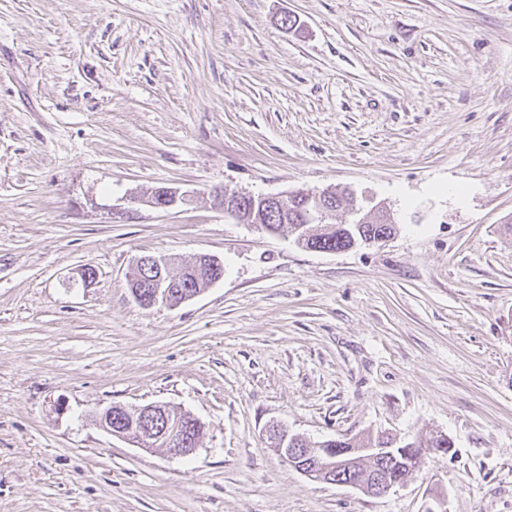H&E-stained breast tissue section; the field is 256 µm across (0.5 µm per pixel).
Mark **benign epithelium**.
I'll use <instances>...</instances> for the list:
<instances>
[{
  "instance_id": "obj_1",
  "label": "benign epithelium",
  "mask_w": 512,
  "mask_h": 512,
  "mask_svg": "<svg viewBox=\"0 0 512 512\" xmlns=\"http://www.w3.org/2000/svg\"><path fill=\"white\" fill-rule=\"evenodd\" d=\"M298 196L292 192L286 196L280 194H252L235 193L226 194L216 191L213 194L215 205L224 211V215L238 221L246 222L243 203L250 202L252 206H260L269 210L286 211L288 200ZM190 195L177 187L165 186L152 194L137 199V202L156 210H167L178 204L189 201ZM306 201L311 204L312 213L327 214L336 207V199L330 192L308 193ZM136 264L151 265L158 271V276L150 282V288L143 289L134 295L135 301L143 307H151L162 301L171 307L180 305V302L171 297V289L177 281L164 277L163 271L168 269L169 262L165 258L143 257ZM200 267L207 271L209 285L224 278V263L216 257L202 260ZM133 412L138 418V432L135 433L136 443L139 447L149 450L162 445L166 453L172 457H189L193 455L199 445V437L183 426L182 422L168 416V411L162 404H150L141 407H126L116 405L107 407L95 416L96 425L108 434L128 438L130 430L112 422L113 414ZM273 442L279 445L276 452L299 473L307 478L322 483H331L341 486L354 487L369 496H381L389 492L398 482L390 479V466L395 463L398 456L395 449L387 448H347L339 452L334 448H287L286 439L275 438ZM366 458L380 461V465L368 476L355 474L358 463Z\"/></svg>"
}]
</instances>
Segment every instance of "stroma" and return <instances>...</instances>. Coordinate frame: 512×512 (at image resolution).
Wrapping results in <instances>:
<instances>
[{
    "mask_svg": "<svg viewBox=\"0 0 512 512\" xmlns=\"http://www.w3.org/2000/svg\"><path fill=\"white\" fill-rule=\"evenodd\" d=\"M161 186L191 203L136 204ZM346 187L392 239L305 249L212 197ZM507 224L512 0H0V512H512ZM201 254L223 280L133 300L137 257ZM151 403L192 456L89 418ZM272 425L452 449L376 497Z\"/></svg>",
    "mask_w": 512,
    "mask_h": 512,
    "instance_id": "1",
    "label": "stroma"
}]
</instances>
